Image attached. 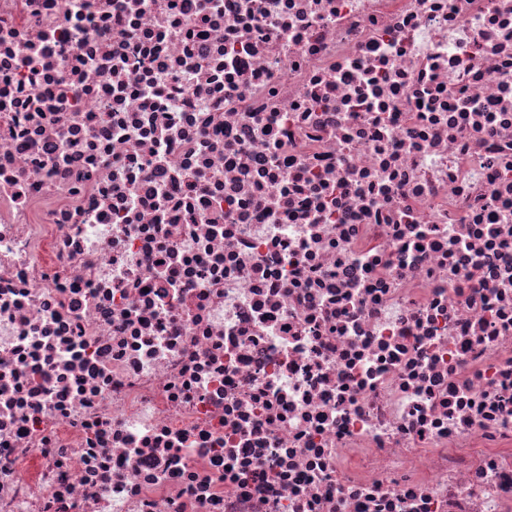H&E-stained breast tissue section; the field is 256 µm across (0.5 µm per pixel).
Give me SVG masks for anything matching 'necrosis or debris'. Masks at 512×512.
<instances>
[{
  "instance_id": "1",
  "label": "necrosis or debris",
  "mask_w": 512,
  "mask_h": 512,
  "mask_svg": "<svg viewBox=\"0 0 512 512\" xmlns=\"http://www.w3.org/2000/svg\"><path fill=\"white\" fill-rule=\"evenodd\" d=\"M0 512H512V0H0Z\"/></svg>"
}]
</instances>
